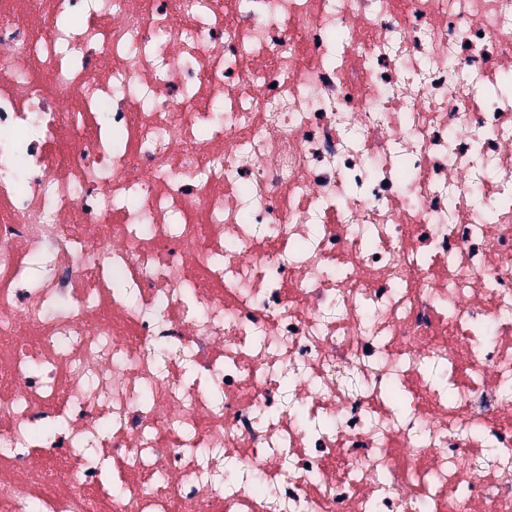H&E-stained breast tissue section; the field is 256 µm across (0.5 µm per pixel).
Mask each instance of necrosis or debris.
Instances as JSON below:
<instances>
[{
	"label": "necrosis or debris",
	"instance_id": "4bbe7bcc",
	"mask_svg": "<svg viewBox=\"0 0 512 512\" xmlns=\"http://www.w3.org/2000/svg\"><path fill=\"white\" fill-rule=\"evenodd\" d=\"M512 0H0V512H512Z\"/></svg>",
	"mask_w": 512,
	"mask_h": 512
}]
</instances>
